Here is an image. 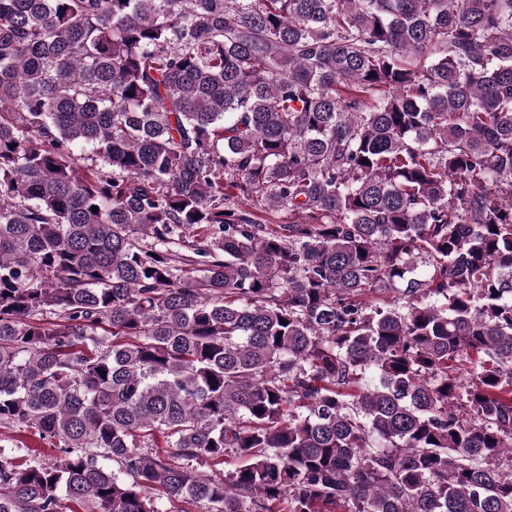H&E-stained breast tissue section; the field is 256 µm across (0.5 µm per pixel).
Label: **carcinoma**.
<instances>
[{
    "label": "carcinoma",
    "instance_id": "1",
    "mask_svg": "<svg viewBox=\"0 0 512 512\" xmlns=\"http://www.w3.org/2000/svg\"><path fill=\"white\" fill-rule=\"evenodd\" d=\"M0 429V512H512V0H0Z\"/></svg>",
    "mask_w": 512,
    "mask_h": 512
}]
</instances>
